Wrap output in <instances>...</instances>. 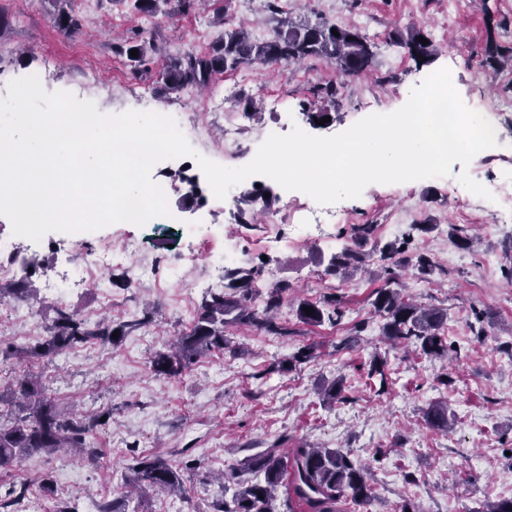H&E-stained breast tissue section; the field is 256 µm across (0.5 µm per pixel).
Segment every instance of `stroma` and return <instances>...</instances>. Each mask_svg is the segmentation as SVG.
<instances>
[{
    "label": "stroma",
    "mask_w": 512,
    "mask_h": 512,
    "mask_svg": "<svg viewBox=\"0 0 512 512\" xmlns=\"http://www.w3.org/2000/svg\"><path fill=\"white\" fill-rule=\"evenodd\" d=\"M83 19L69 32L54 21L53 0H0V70L8 79L33 72L46 75V91H64L93 102L104 114L129 110L168 112L192 123V99L221 95L199 134L196 157L156 164L154 182L163 184L168 223L203 226L210 242L186 239L184 248L234 252V267L258 268L262 285L286 288L275 311L284 336L250 327L226 326L224 351L199 358L183 374L159 378L149 368L153 353L189 331L209 289L201 269L175 280L159 269L156 281H131L136 257L111 267L104 288L89 287L67 296L81 316L91 314L120 322L151 313L152 320L118 346L83 344L50 361H34L31 376L45 387L58 407L81 414L111 411L105 426L90 436L101 452L90 461L62 449L25 458L0 484L20 486L50 476L57 497L76 504L78 512L118 495L132 475L136 458L159 455L183 473L182 494L147 490L127 501L130 512H195L213 500L232 498L236 484L212 477L227 473L246 457L269 448H341L369 468L373 498L368 512H400L404 502L422 512H479L486 501L512 497V223L494 225L457 175L468 170L488 189L512 179V110H490L493 101L512 100V66L489 64L486 38L512 48V0H288L283 14L268 10L266 0H206L182 12L169 0L165 13H139L133 0H73ZM223 22H216V14ZM357 27L370 40L373 63L357 76H344L323 58L270 67L244 65L224 72L221 81L187 86L160 97L161 63L133 76L113 47L137 31L141 39L162 46L166 56L197 54L195 33L207 43L224 36L225 25L244 26L257 40L270 38L282 18ZM422 27L433 52L420 60L398 43L397 32ZM449 68L454 86L470 108L489 112L506 127L505 151L479 154L469 167L453 163L451 176L396 184H372L361 197L331 205L323 216L329 234L298 238L291 223L280 221L281 242L258 239L260 227L301 192L273 180L252 177L259 196L243 197L231 188L222 200L187 201L180 179L198 172L197 156L240 167L273 133L299 126L313 135L338 134L360 119L402 107L407 87L420 84L439 68ZM336 84L338 95L329 122L309 120L320 100L311 90ZM238 126L235 148L224 146V117ZM372 225L365 240L355 238L359 225ZM143 227L115 223L76 235L46 234L17 255L32 266L36 297L26 314L0 319V344L22 350L46 334L55 298L48 284L72 257L68 238L96 242L108 238L114 249L127 239H144ZM351 247L363 256L345 274L329 270L331 258ZM426 255L430 275L419 276L415 261ZM456 262H449V255ZM393 268L398 287L416 304L447 314L445 334L456 349L447 359L427 357L414 347L393 343L382 334L383 320L372 306L373 292L385 286L384 271ZM344 301L338 325L310 326L296 314L299 301L327 296ZM349 348H341L343 339ZM309 351V358L289 371H271L273 363ZM383 362L385 393L369 385L373 359ZM343 379V392L326 404L320 388ZM448 405L449 426H429V404Z\"/></svg>",
    "instance_id": "obj_1"
}]
</instances>
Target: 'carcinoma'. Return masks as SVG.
<instances>
[{"instance_id":"carcinoma-1","label":"carcinoma","mask_w":512,"mask_h":512,"mask_svg":"<svg viewBox=\"0 0 512 512\" xmlns=\"http://www.w3.org/2000/svg\"><path fill=\"white\" fill-rule=\"evenodd\" d=\"M60 7L54 14V22L65 29H77L81 20L71 9L70 0H56ZM337 34H332L331 29ZM424 35L415 27L407 41L409 50L426 57L430 45L418 41ZM138 50L132 73L140 75L142 68L161 55L151 42L139 39L132 33L123 43L115 46L120 54ZM308 57H322L333 63L342 74L352 75L366 71L373 59L370 44L361 33L349 26L332 27L325 23L295 24L284 20L274 35L263 41L253 40L241 27L224 29V40L199 56L169 58L160 75L161 96L184 86H201L228 69L243 64L271 65L282 61H301ZM361 262L359 252L345 248L336 254L332 272H346ZM261 271L230 268L225 270L228 293L212 294L204 299L195 315L190 332L180 336L156 351L150 359V367L158 376L174 377L182 374L195 360L227 346L224 327L232 322L239 326H253L282 335L286 329L276 325L273 312L283 303L284 289L272 287L267 291L263 313L253 310L248 301L257 287ZM31 273L18 280L0 282V300L9 297L26 300L32 292ZM313 314L305 313V308ZM375 311L385 320L383 335L393 341L414 345L430 358L448 356V340L444 328L447 315L438 309L423 308L406 299L394 288H380L373 300ZM343 315L340 301L332 298L320 302L302 301L297 306V316L309 325L325 322L335 325ZM146 324L143 318H132L119 323H91L60 301L54 306V317L48 335L42 341L27 348L28 357L51 360L64 350L78 344L91 342L109 343L113 346L122 337ZM120 332L112 338L114 332ZM8 402L13 418L8 426L0 425V471L14 469L31 455L51 452L57 448H71L77 453L94 455L88 447L87 437L101 423V418L111 416V411L87 416L64 412L45 394L40 384L27 377L17 379L9 392L0 393V403ZM429 424L448 428V405L432 403L425 412ZM256 472L261 480H243L241 473ZM238 489L231 501L218 499L212 512H275L273 502L278 488L285 489L288 500H294L306 512H336V505L346 501L354 509L366 507L371 500V488L366 477V467L350 456L333 448H298L286 457L270 448L265 452L243 460L239 469L232 471ZM132 485L141 490L176 494L182 490L179 471L160 457H143L133 467ZM43 496L51 502L50 512H75L64 500L55 495L47 478L38 481Z\"/></svg>"}]
</instances>
